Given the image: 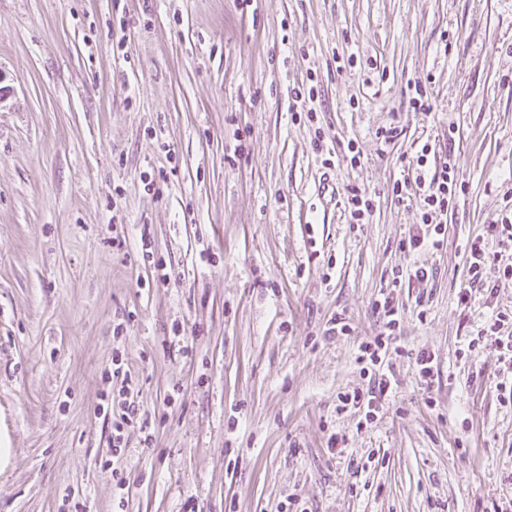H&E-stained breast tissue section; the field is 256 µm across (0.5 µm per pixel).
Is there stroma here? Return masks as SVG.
I'll return each mask as SVG.
<instances>
[{
	"label": "stroma",
	"mask_w": 512,
	"mask_h": 512,
	"mask_svg": "<svg viewBox=\"0 0 512 512\" xmlns=\"http://www.w3.org/2000/svg\"><path fill=\"white\" fill-rule=\"evenodd\" d=\"M313 76L309 119L292 107ZM0 87V512H493L512 496L499 351L462 354L512 287L458 301L462 245L512 188V0H0ZM425 141L454 150L467 192L442 247L408 252L416 210L392 185ZM350 185L375 193L367 223L349 221ZM417 265L427 281L393 284ZM391 286L393 390L365 425L337 396L368 381L358 343ZM337 316L350 335H327ZM116 356L149 418L125 431L122 488Z\"/></svg>",
	"instance_id": "stroma-1"
}]
</instances>
